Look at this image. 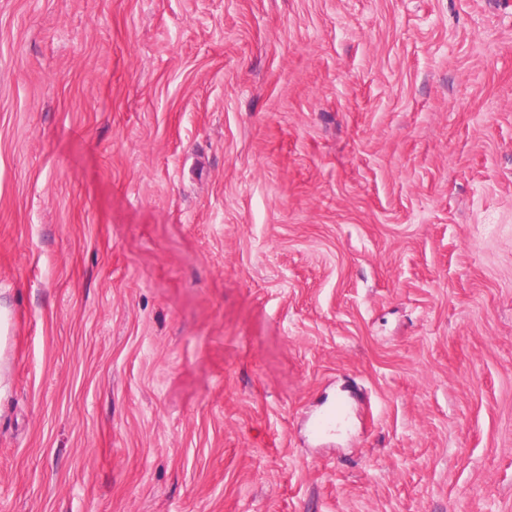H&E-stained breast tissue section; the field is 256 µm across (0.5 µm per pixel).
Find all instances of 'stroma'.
Returning a JSON list of instances; mask_svg holds the SVG:
<instances>
[{"mask_svg": "<svg viewBox=\"0 0 512 512\" xmlns=\"http://www.w3.org/2000/svg\"><path fill=\"white\" fill-rule=\"evenodd\" d=\"M0 512H512V0H0Z\"/></svg>", "mask_w": 512, "mask_h": 512, "instance_id": "1", "label": "stroma"}]
</instances>
